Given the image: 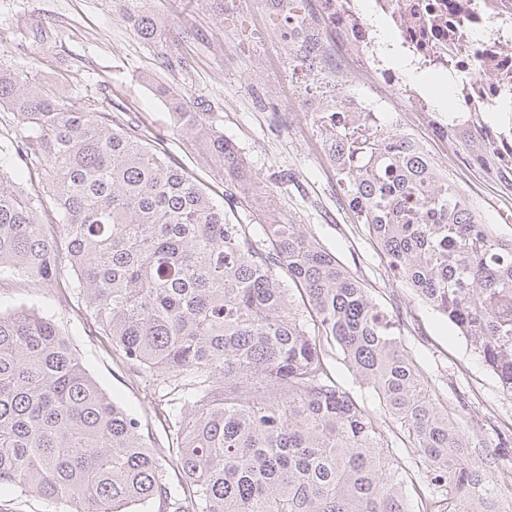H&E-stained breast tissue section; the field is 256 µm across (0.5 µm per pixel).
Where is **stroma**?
I'll return each mask as SVG.
<instances>
[{
	"label": "stroma",
	"instance_id": "obj_1",
	"mask_svg": "<svg viewBox=\"0 0 512 512\" xmlns=\"http://www.w3.org/2000/svg\"><path fill=\"white\" fill-rule=\"evenodd\" d=\"M150 10L170 29L183 65L160 67L161 46L142 40L115 0H0V63L65 85L85 106L140 125L146 137H160L180 164L217 201L226 187L196 151L176 134L163 83L209 104L215 125L235 145L253 174L235 193L240 204L232 221L266 224L272 216L300 225L353 274L373 301L402 314L404 342L449 414L475 434L471 459L488 470L512 468L498 442L512 435V394L475 352L470 340L394 277L357 223L329 160L325 138L310 107L331 105L337 96L374 105L383 120L422 141L476 213L502 236L512 237V189L484 179L464 153L432 135L431 121L411 124L401 91L378 78L337 85L331 69L313 73L294 62L299 30L279 14L278 0H149ZM274 195L275 214L242 205L248 195ZM72 278L67 254L59 256L60 287L27 278L0 281V307L38 302L65 332L86 370L128 413L152 445L169 446V432L152 407L143 375L123 363L100 336L78 295L63 290Z\"/></svg>",
	"mask_w": 512,
	"mask_h": 512
}]
</instances>
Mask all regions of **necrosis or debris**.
Instances as JSON below:
<instances>
[{
	"mask_svg": "<svg viewBox=\"0 0 512 512\" xmlns=\"http://www.w3.org/2000/svg\"><path fill=\"white\" fill-rule=\"evenodd\" d=\"M372 11L388 18L416 67L455 60L450 77L458 111L502 101L512 91V0H372ZM324 15L340 47L377 58L373 27L354 0H324Z\"/></svg>",
	"mask_w": 512,
	"mask_h": 512,
	"instance_id": "1",
	"label": "necrosis or debris"
}]
</instances>
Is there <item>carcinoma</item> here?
Returning <instances> with one entry per match:
<instances>
[{
	"mask_svg": "<svg viewBox=\"0 0 512 512\" xmlns=\"http://www.w3.org/2000/svg\"><path fill=\"white\" fill-rule=\"evenodd\" d=\"M129 0L125 18L169 46L164 22ZM174 128L225 181L252 173L207 105L157 85ZM0 279L66 288L126 363L149 379L172 434L161 456L140 421L89 375L33 305L0 311V489L70 512H490L507 479L471 462L470 432L448 414L402 340L400 316L300 225L233 223L138 126L94 112L29 71L0 64ZM448 113L455 146L498 159ZM328 155L357 221L394 276L467 336L512 393V239L477 217L426 149L371 112L322 113ZM37 159L42 190L15 171ZM61 219L42 222V192ZM338 353L385 418L331 375ZM425 466L422 483L404 459Z\"/></svg>",
	"mask_w": 512,
	"mask_h": 512,
	"instance_id": "cac0c4a2",
	"label": "carcinoma"
}]
</instances>
